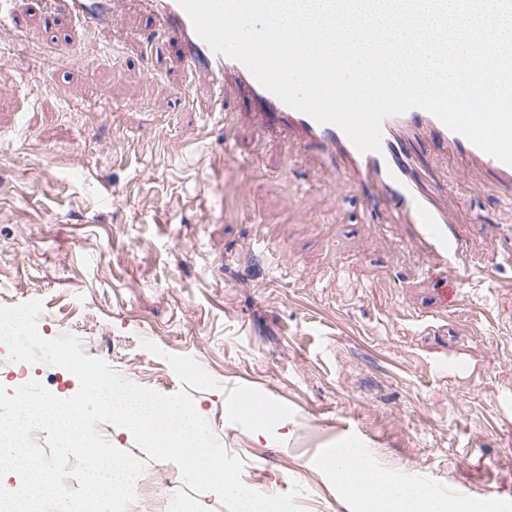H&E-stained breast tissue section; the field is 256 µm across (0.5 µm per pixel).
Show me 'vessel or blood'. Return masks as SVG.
Masks as SVG:
<instances>
[{"label":"vessel or blood","instance_id":"vessel-or-blood-1","mask_svg":"<svg viewBox=\"0 0 512 512\" xmlns=\"http://www.w3.org/2000/svg\"><path fill=\"white\" fill-rule=\"evenodd\" d=\"M150 22L143 35L155 48L176 44L181 65L205 85V93L195 96L199 111L218 113L225 129H232L236 112L224 101V80L232 78L237 93L251 104V117L266 135H280L297 143L317 145L325 156V173H338L347 186L360 194L367 212L384 210L403 228L406 243L429 259L433 269L454 270L436 288V309L447 312L462 293V282L473 264L460 225L449 223L440 208L426 171L419 165L414 143L443 150L467 165L478 161L496 176L500 186L512 189V166L490 156L464 136L447 128L430 113L411 109L384 119L382 145L377 152H359L336 125L316 122L267 91L241 62L215 53L196 34L177 0H137ZM46 16L54 21L80 20L96 29L111 28L115 21L112 0H39Z\"/></svg>","mask_w":512,"mask_h":512}]
</instances>
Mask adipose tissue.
I'll list each match as a JSON object with an SVG mask.
<instances>
[{
    "mask_svg": "<svg viewBox=\"0 0 512 512\" xmlns=\"http://www.w3.org/2000/svg\"><path fill=\"white\" fill-rule=\"evenodd\" d=\"M321 465L330 475L350 473L363 512H475L476 501L459 502L419 480H394L363 462L358 448L327 455Z\"/></svg>",
    "mask_w": 512,
    "mask_h": 512,
    "instance_id": "1",
    "label": "adipose tissue"
}]
</instances>
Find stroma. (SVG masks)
Here are the masks:
<instances>
[{"mask_svg":"<svg viewBox=\"0 0 512 512\" xmlns=\"http://www.w3.org/2000/svg\"><path fill=\"white\" fill-rule=\"evenodd\" d=\"M20 10L0 38V306L41 301L43 338L73 335L164 395L180 388L167 355L193 357L220 384L193 391L195 407L258 493L298 484L306 512H360L321 466L353 441L391 478L512 512V263L490 236H470L475 272L435 314L427 262L387 215L364 223L356 192L322 182L315 146L193 112L174 52L124 38L147 25L136 11L119 6L103 31L46 29L37 0ZM418 153L453 223L512 226L490 170ZM32 380L60 398L80 387L0 353L1 387ZM242 389L273 405L267 437ZM106 437L145 461L156 496L227 512L176 464L147 460L129 430Z\"/></svg>","mask_w":512,"mask_h":512,"instance_id":"1","label":"stroma"}]
</instances>
